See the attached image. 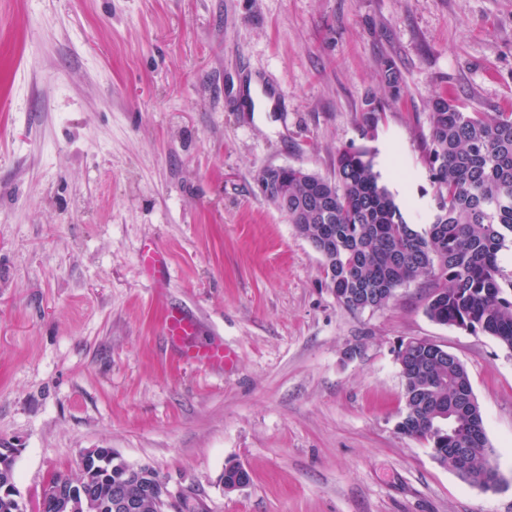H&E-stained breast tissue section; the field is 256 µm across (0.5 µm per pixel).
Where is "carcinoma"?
I'll list each match as a JSON object with an SVG mask.
<instances>
[{
    "mask_svg": "<svg viewBox=\"0 0 512 512\" xmlns=\"http://www.w3.org/2000/svg\"><path fill=\"white\" fill-rule=\"evenodd\" d=\"M383 79L392 96L400 74L387 61ZM427 159L436 185L430 222L419 232L407 223L368 152L348 147L336 155L332 179L288 167L263 170L268 199L321 256L325 280L344 310L385 306L392 291L420 277L435 290L428 316L445 325L495 337L512 350V273L500 265L512 249V112H464L448 98L431 100ZM382 106L365 102L362 134L373 132ZM404 378L405 407L398 429L419 438L443 464L451 448H487L482 412L464 364L452 353L429 358L420 345ZM125 469L92 462L75 477L56 475L43 487L41 512H63L56 493L79 484L108 494ZM459 475L471 485L500 483L495 451L478 455ZM15 482L0 486V512H17Z\"/></svg>",
    "mask_w": 512,
    "mask_h": 512,
    "instance_id": "obj_1",
    "label": "carcinoma"
}]
</instances>
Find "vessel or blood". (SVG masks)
<instances>
[{
	"mask_svg": "<svg viewBox=\"0 0 512 512\" xmlns=\"http://www.w3.org/2000/svg\"><path fill=\"white\" fill-rule=\"evenodd\" d=\"M140 261L148 275L161 276L167 268V256L155 244L143 248ZM163 331L169 342L177 349L183 361L189 365H207L215 369L224 368L232 361V355L222 342L203 341L198 337V327L191 318L179 309H167L163 318Z\"/></svg>",
	"mask_w": 512,
	"mask_h": 512,
	"instance_id": "vessel-or-blood-1",
	"label": "vessel or blood"
}]
</instances>
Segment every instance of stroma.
<instances>
[{
	"instance_id": "obj_1",
	"label": "stroma",
	"mask_w": 512,
	"mask_h": 512,
	"mask_svg": "<svg viewBox=\"0 0 512 512\" xmlns=\"http://www.w3.org/2000/svg\"><path fill=\"white\" fill-rule=\"evenodd\" d=\"M437 95L512 112V0H0V448L26 512L91 448L207 512H512V350L433 321L424 276L345 311L258 185L334 177L337 150L364 147L424 226ZM151 241L161 283L138 260ZM169 307L232 364L179 360ZM409 339L465 365L500 488L399 432ZM230 461L251 481L228 493Z\"/></svg>"
}]
</instances>
